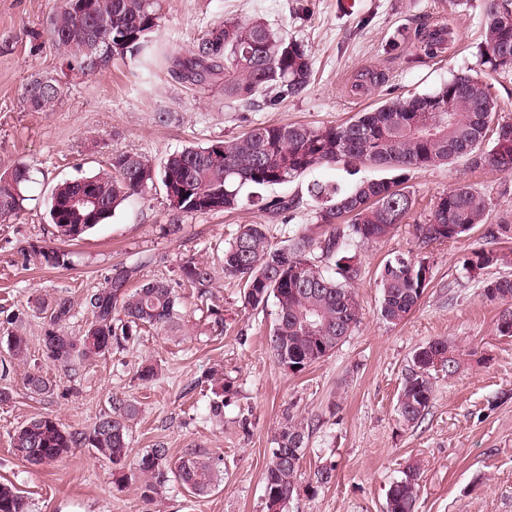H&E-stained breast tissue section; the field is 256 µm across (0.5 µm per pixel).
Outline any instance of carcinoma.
Wrapping results in <instances>:
<instances>
[{"label": "carcinoma", "instance_id": "obj_1", "mask_svg": "<svg viewBox=\"0 0 512 512\" xmlns=\"http://www.w3.org/2000/svg\"><path fill=\"white\" fill-rule=\"evenodd\" d=\"M74 0H63L50 22L52 44L67 59L69 68L95 72L112 58L111 41H125L123 57L134 59L153 41L160 26L158 0H93L94 15L85 19L73 12ZM108 21L110 31L92 43L80 36L94 18ZM420 54L433 58L452 44V32L426 26L414 35ZM480 64L496 73L512 72V0H484L480 41L475 46ZM172 75L204 83L224 78V99L249 108L261 101L268 106L299 94L309 83L313 62L304 46L288 39L262 19L226 22L213 27L196 47L170 53ZM62 95L51 78L41 97L24 94L37 112H50ZM497 105L485 84L466 71L454 74L432 92L389 99L360 112L339 125L309 126L299 123L267 124L224 140V157L206 156L208 148L188 146L168 155L156 167L146 157L131 153L112 155L109 168L92 175L67 179L53 189L48 215L59 237L75 240L105 223L125 199L140 194L155 181L163 187L178 183L188 195L175 209L179 214L231 212L243 201L246 189H263L295 181L305 172L338 162L369 163L386 168L391 177L362 180L347 189L314 183L310 196L318 202L315 227L280 243L272 240L267 224H241L224 247V277L243 286L246 306L253 310L274 302L268 345L283 369L301 373L329 357L360 322L361 307L353 284L361 275L352 253L359 243L382 241L410 219L414 200L407 190L409 174L428 166L465 158L475 169L489 168L512 176V120L496 118ZM28 171L16 168L0 175V222L18 215ZM96 190L100 207L91 219L65 211L68 199L83 185ZM299 202L286 197L260 198L270 222L285 221ZM490 203L469 186L440 195L423 223L415 225L419 247L458 241L484 228L495 240L511 238L506 221L488 224ZM43 263L67 264L56 247L39 251ZM504 262L494 251L476 250L466 259L467 277L482 284V297L500 305L496 330L512 336V274L480 278L484 270ZM379 313L390 324L403 321L420 303L429 285V265L418 256L396 254L379 273ZM182 280L200 298L211 294L214 268L190 261L182 267ZM178 294L164 278L140 279V266L113 269L106 286L84 297L91 315L84 332L68 331L72 317L70 299L59 297L39 304L47 314L42 336L45 359L68 368L77 361L102 357L113 346L133 336V330L152 328L172 332L181 328L177 317ZM4 344L16 359L26 356L27 337L11 333ZM459 349L445 337L418 347L410 357L397 397L401 422L413 427L425 418L435 396L433 364L453 375L459 368ZM31 392L47 395L53 384L41 370L25 374ZM232 393L226 383L213 391L210 417L222 420L225 398ZM137 415L131 401L112 398V412L101 415L88 431L68 430L50 416L33 417L9 434L13 454L32 466L54 465L74 448H89L98 457L124 468L130 453V423ZM304 423L289 416L274 438V448L264 472L265 512H286L297 492L296 477L306 448ZM221 459L192 450L177 460L159 442L133 462L143 477L141 495L151 502L170 481L194 496L210 494L219 485ZM336 465L317 467L312 483L324 488L334 481ZM419 467L411 463L387 491L385 512H414L420 491ZM0 512H31L26 496L11 483H0Z\"/></svg>", "mask_w": 512, "mask_h": 512}]
</instances>
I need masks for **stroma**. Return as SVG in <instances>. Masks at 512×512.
Instances as JSON below:
<instances>
[{
	"label": "stroma",
	"instance_id": "1",
	"mask_svg": "<svg viewBox=\"0 0 512 512\" xmlns=\"http://www.w3.org/2000/svg\"><path fill=\"white\" fill-rule=\"evenodd\" d=\"M62 0H0V174L27 167L30 180L17 218L0 222V336H27L25 360L0 361L13 390L0 405V482L10 481L33 512H265L263 472L275 432L286 415L304 420L309 437L288 512H384L386 492L407 464L420 467L414 512H512V337L496 330L498 307L486 302L463 262L485 247L480 234L419 250L414 223L423 222L441 194L460 185L483 192L491 223H512V176L474 169L466 159L411 172L414 221L380 243L358 246L362 273L354 289L361 321L325 360L300 374L274 361L267 338L269 311L246 308L239 285L216 275L209 305L182 285L189 261L217 265L237 225L265 221L259 206L182 215L171 210L161 183L124 201L82 239L62 243L50 224L47 199L60 181L108 167L113 154L136 153L161 165L187 146L241 136L259 123L337 125L394 96L435 90L466 71L484 79L498 114L512 118V75L484 74L473 48L482 0H160L158 53L148 67L114 58L96 73L69 69L49 35ZM259 17L303 44L313 76L298 95L273 107L244 109L224 98V81L195 86L170 74L167 51H188L215 25ZM443 23L456 41L433 59L417 58L411 35L421 24ZM54 76L63 88L51 112L31 111L23 87L31 76ZM385 168L344 163L316 167L268 196L299 200L288 224L272 227L275 241L313 223L312 184L349 186L387 177ZM62 247L69 264H41L37 250ZM422 254L431 281L417 309L399 324L378 313L379 272L389 254ZM141 263L143 277H165L181 298L183 330L150 331L69 371L47 362L45 321L34 303L58 296L73 304L72 333L90 316L86 292L104 287L113 268ZM224 322L215 325L208 306ZM452 339L462 352L454 375L436 372V397L422 423L403 426L396 412L402 372L412 352L433 338ZM158 365L149 384L136 378L144 359ZM236 395L223 421L209 416L213 368ZM39 369L55 386L38 396L23 384ZM136 402L131 454L165 443L171 459L200 448L224 462L215 491L194 497L169 483L154 501L140 496L137 477L116 481L115 466L91 449L76 448L63 463L35 467L15 458L14 427L37 415L71 430H89L110 411L112 397ZM336 466L330 486L311 491L317 466Z\"/></svg>",
	"mask_w": 512,
	"mask_h": 512
}]
</instances>
